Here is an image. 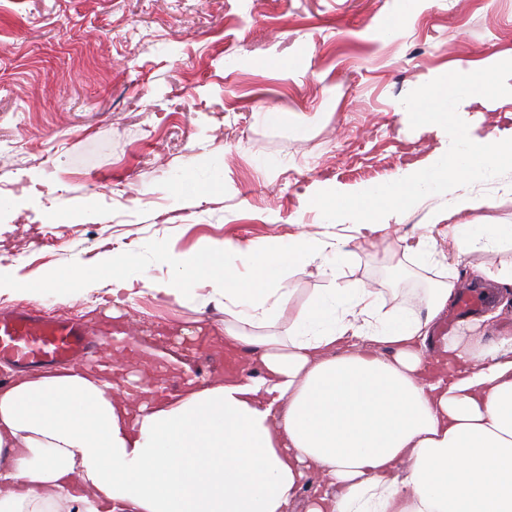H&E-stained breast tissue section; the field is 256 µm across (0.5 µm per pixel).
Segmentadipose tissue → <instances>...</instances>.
Instances as JSON below:
<instances>
[{
  "label": "adipose tissue",
  "mask_w": 512,
  "mask_h": 512,
  "mask_svg": "<svg viewBox=\"0 0 512 512\" xmlns=\"http://www.w3.org/2000/svg\"><path fill=\"white\" fill-rule=\"evenodd\" d=\"M512 57L485 62L479 76L440 73L411 115L446 131L431 167L341 196L321 189L314 203L338 224L390 230L409 202L430 190L448 195L417 241L455 217L457 250L512 234L481 216L488 202L461 191L512 167V134L473 137L459 112L512 101ZM328 244L307 232L243 248L232 240L194 251L161 250L168 278L144 276V290L182 303L196 280L205 301L224 305V348L259 349L245 366L187 379L169 395L125 370L94 366L12 373L0 385V512H512V333L483 341L487 314L442 337L430 334L455 301L448 279L418 310L380 313L373 289L348 281L292 309L283 282ZM137 252L116 249L96 270L73 264L32 283L0 269V295L89 288L98 276L123 285ZM287 311L288 333L249 337L240 326Z\"/></svg>",
  "instance_id": "1"
}]
</instances>
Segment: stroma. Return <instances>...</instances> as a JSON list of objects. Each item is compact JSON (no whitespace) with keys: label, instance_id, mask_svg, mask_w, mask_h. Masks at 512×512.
<instances>
[{"label":"stroma","instance_id":"35a3bbf8","mask_svg":"<svg viewBox=\"0 0 512 512\" xmlns=\"http://www.w3.org/2000/svg\"><path fill=\"white\" fill-rule=\"evenodd\" d=\"M393 22L396 33L378 38ZM512 55V0H0V268L35 281L74 261L96 268L106 253L135 250V296L115 304L111 280L86 290L0 296V309L31 307L108 332L128 326L137 343L205 372L202 345L224 331V307L190 297L171 304L139 293L143 272L168 243L181 251L232 239L257 246L301 231L334 241L348 225L325 221L309 200L392 180L406 153L429 167L442 137L410 110L431 77ZM293 57L297 69L270 57ZM287 122L267 125L265 108ZM471 134L512 128V103L462 113ZM187 173L218 182L203 198L174 201ZM492 224L512 225V170L473 182ZM447 199L433 192L406 207L388 236L361 232L344 256L287 273L292 306L330 287L328 269L376 289L387 309H416L451 273L476 313L496 307L499 285L473 269L512 259L502 239L448 265V236L423 260L408 251ZM58 215L44 223V212Z\"/></svg>","mask_w":512,"mask_h":512}]
</instances>
